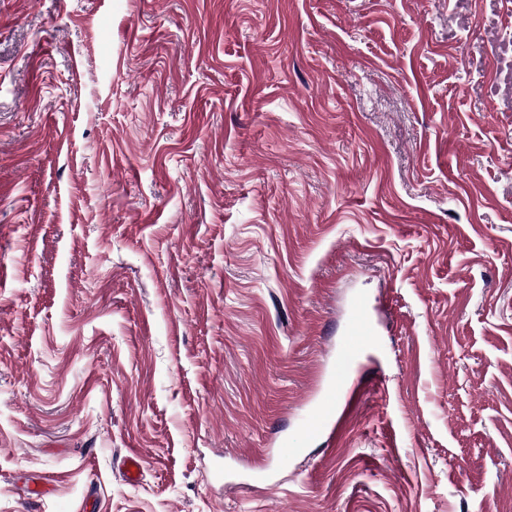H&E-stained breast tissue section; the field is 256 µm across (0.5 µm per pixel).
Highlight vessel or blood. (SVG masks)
Masks as SVG:
<instances>
[{
    "instance_id": "vessel-or-blood-1",
    "label": "vessel or blood",
    "mask_w": 512,
    "mask_h": 512,
    "mask_svg": "<svg viewBox=\"0 0 512 512\" xmlns=\"http://www.w3.org/2000/svg\"><path fill=\"white\" fill-rule=\"evenodd\" d=\"M365 308L363 303H356L354 319L351 324L352 340L347 344L345 354L336 369V382L330 386L319 406L308 415L303 426L308 434H319L323 429L334 425L336 417V398L340 394L351 363L358 357L368 334L364 323Z\"/></svg>"
}]
</instances>
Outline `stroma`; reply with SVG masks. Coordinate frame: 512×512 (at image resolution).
I'll list each match as a JSON object with an SVG mask.
<instances>
[{
  "label": "stroma",
  "instance_id": "35a3bbf8",
  "mask_svg": "<svg viewBox=\"0 0 512 512\" xmlns=\"http://www.w3.org/2000/svg\"><path fill=\"white\" fill-rule=\"evenodd\" d=\"M89 500L512 512V0H0V512ZM364 315V304L361 301L356 302L354 319L351 324L354 337L347 344L345 354L336 369V383L326 390L319 406L304 419V429L310 435L319 434L329 426L335 427L336 398L343 388L351 363L358 357L363 347L365 336H369L364 323Z\"/></svg>",
  "mask_w": 512,
  "mask_h": 512
}]
</instances>
